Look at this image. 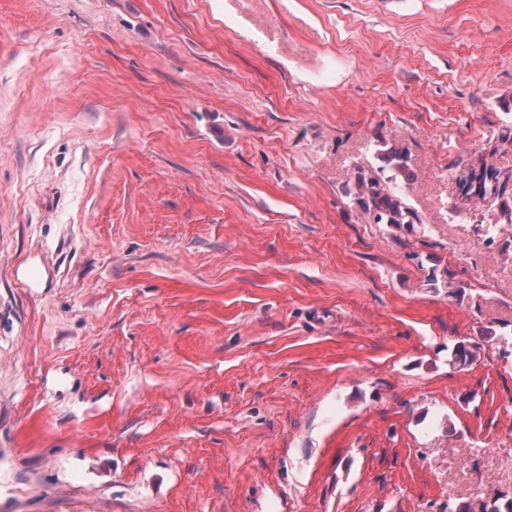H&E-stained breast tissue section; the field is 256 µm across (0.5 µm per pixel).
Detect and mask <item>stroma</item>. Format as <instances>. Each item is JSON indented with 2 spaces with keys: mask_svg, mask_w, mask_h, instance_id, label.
<instances>
[{
  "mask_svg": "<svg viewBox=\"0 0 512 512\" xmlns=\"http://www.w3.org/2000/svg\"><path fill=\"white\" fill-rule=\"evenodd\" d=\"M384 141L415 223L352 197ZM482 164L512 175V0H0V512L512 492ZM385 149H378L377 158L383 164L381 171L389 169L392 175L387 177L388 182L402 181L405 184L413 180V173L409 168V152L407 147L394 141L392 144L381 142Z\"/></svg>",
  "mask_w": 512,
  "mask_h": 512,
  "instance_id": "obj_1",
  "label": "stroma"
}]
</instances>
